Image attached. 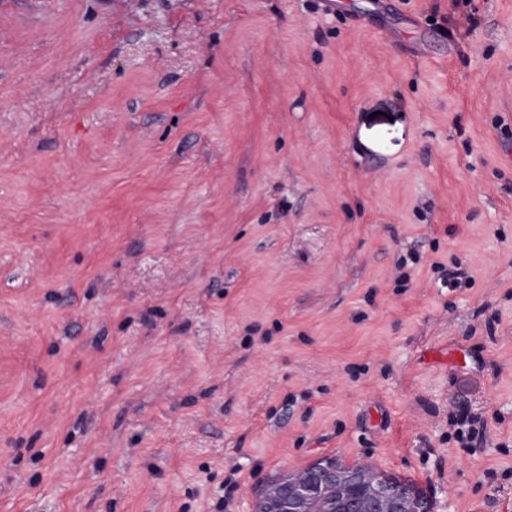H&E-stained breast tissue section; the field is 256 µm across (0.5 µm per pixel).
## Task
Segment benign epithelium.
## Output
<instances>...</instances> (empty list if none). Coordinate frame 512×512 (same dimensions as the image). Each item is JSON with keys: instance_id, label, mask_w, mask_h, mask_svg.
<instances>
[{"instance_id": "obj_1", "label": "benign epithelium", "mask_w": 512, "mask_h": 512, "mask_svg": "<svg viewBox=\"0 0 512 512\" xmlns=\"http://www.w3.org/2000/svg\"><path fill=\"white\" fill-rule=\"evenodd\" d=\"M252 512H429V503L386 473L326 461L279 478Z\"/></svg>"}]
</instances>
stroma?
<instances>
[{
  "label": "stroma",
  "mask_w": 512,
  "mask_h": 512,
  "mask_svg": "<svg viewBox=\"0 0 512 512\" xmlns=\"http://www.w3.org/2000/svg\"><path fill=\"white\" fill-rule=\"evenodd\" d=\"M335 2L0 0V512H512V0ZM352 466L359 468L316 462L280 477L256 497L252 512H430L428 502L388 474Z\"/></svg>",
  "instance_id": "obj_1"
}]
</instances>
